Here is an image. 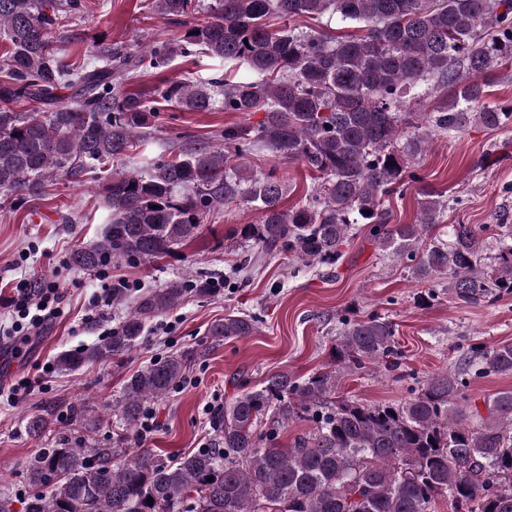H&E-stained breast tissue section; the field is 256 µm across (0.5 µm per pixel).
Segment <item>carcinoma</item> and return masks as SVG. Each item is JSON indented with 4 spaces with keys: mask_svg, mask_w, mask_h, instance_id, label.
Instances as JSON below:
<instances>
[{
    "mask_svg": "<svg viewBox=\"0 0 512 512\" xmlns=\"http://www.w3.org/2000/svg\"><path fill=\"white\" fill-rule=\"evenodd\" d=\"M82 8V0H0V38L9 42L0 56V197H38L54 179L104 180L102 239L77 249L72 265L162 258L200 234L207 212L245 201L260 219L232 229L233 245L334 263L355 226L368 224L380 251L410 263L421 281L448 280L454 300L512 293V224L495 225L487 270L477 228L453 224L446 240L436 233L444 196L422 188L415 224L390 223L386 208L392 194L422 181L414 159L435 136L452 137L473 120L512 125V108L488 103L484 81L512 64V0H209L202 20L201 0H152L156 14L183 27L177 39L135 52L94 40L88 61L75 66L57 52L54 33ZM271 17L334 18L354 31L276 28ZM197 51L249 76L173 81L157 95L190 112L220 107L264 120L226 126L224 144L181 150L144 174L106 170L157 130L154 101L123 82ZM65 88L72 94L63 103ZM21 103L33 110L15 111ZM256 146L302 162L321 184L285 208L284 181L232 163ZM188 294L217 289L203 274L171 279L143 293L111 335L60 354V367L123 358L150 320ZM255 330L254 319L231 313L210 335ZM197 358L186 348L128 376L109 444L63 436L30 459L22 512H431L440 499L448 512H512V390L487 397L485 417L468 392L472 376L512 375V343L472 352L405 399L367 405L339 395L340 380L372 365L394 369L396 330L377 313L348 318L329 369L240 385L214 416L206 447L173 463L145 450L126 457L145 404L177 386ZM296 421L308 430L279 447V430ZM52 426L46 408L26 420L35 436Z\"/></svg>",
    "mask_w": 512,
    "mask_h": 512,
    "instance_id": "1",
    "label": "carcinoma"
}]
</instances>
